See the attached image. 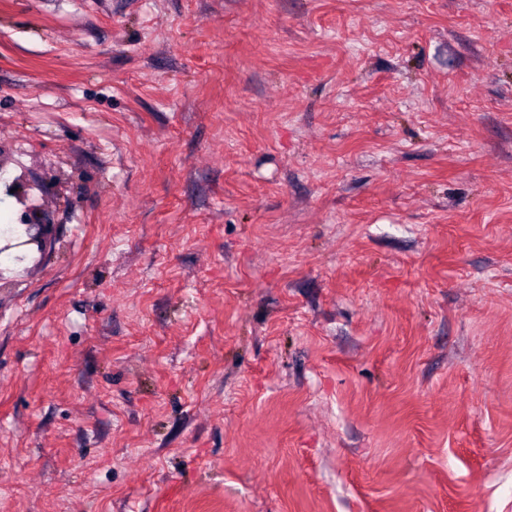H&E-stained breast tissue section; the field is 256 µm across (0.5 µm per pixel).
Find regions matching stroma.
Returning a JSON list of instances; mask_svg holds the SVG:
<instances>
[{
    "instance_id": "35a3bbf8",
    "label": "stroma",
    "mask_w": 512,
    "mask_h": 512,
    "mask_svg": "<svg viewBox=\"0 0 512 512\" xmlns=\"http://www.w3.org/2000/svg\"><path fill=\"white\" fill-rule=\"evenodd\" d=\"M0 512H512V0H0ZM30 228L34 233L35 239L26 245L35 244L38 249H42L47 240L51 237L54 224L46 223L42 218L39 208L35 205L25 207L22 224Z\"/></svg>"
}]
</instances>
